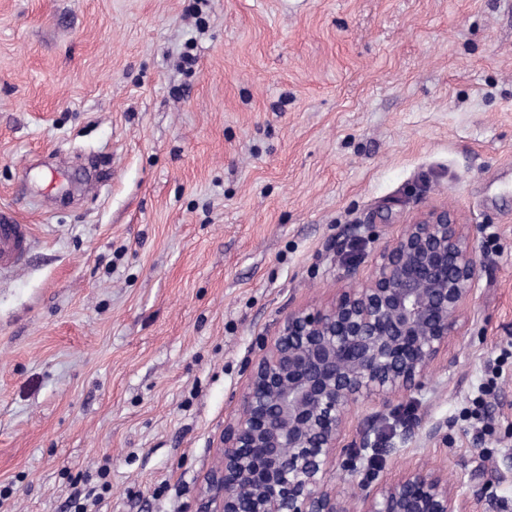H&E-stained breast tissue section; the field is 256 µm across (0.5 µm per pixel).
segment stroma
I'll return each instance as SVG.
<instances>
[{
    "mask_svg": "<svg viewBox=\"0 0 512 512\" xmlns=\"http://www.w3.org/2000/svg\"><path fill=\"white\" fill-rule=\"evenodd\" d=\"M433 205L482 229L467 333L345 437L512 512V0H0V214L34 235L0 276V512L106 463L101 512H197L263 340Z\"/></svg>",
    "mask_w": 512,
    "mask_h": 512,
    "instance_id": "35a3bbf8",
    "label": "stroma"
}]
</instances>
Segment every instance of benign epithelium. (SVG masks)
<instances>
[{
    "mask_svg": "<svg viewBox=\"0 0 512 512\" xmlns=\"http://www.w3.org/2000/svg\"><path fill=\"white\" fill-rule=\"evenodd\" d=\"M478 230L429 207L380 249L370 273L344 265V288L325 306L291 309L251 369L197 512H351L327 474L350 476L359 512H459L438 472L411 468L394 482L363 471L343 445L350 408L421 389L465 333L483 272Z\"/></svg>",
    "mask_w": 512,
    "mask_h": 512,
    "instance_id": "7a95c632",
    "label": "benign epithelium"
}]
</instances>
